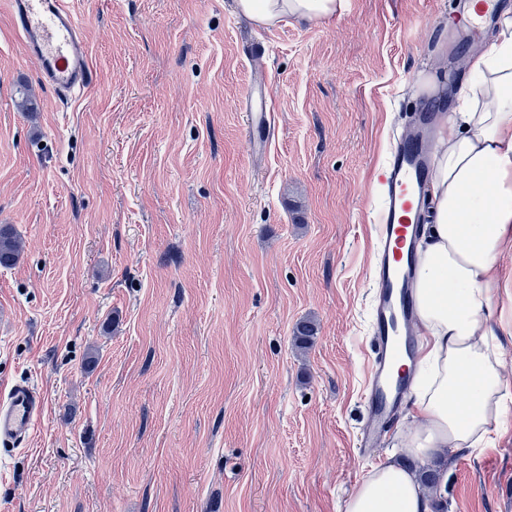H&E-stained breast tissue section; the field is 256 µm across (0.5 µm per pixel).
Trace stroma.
<instances>
[{"label":"stroma","instance_id":"1","mask_svg":"<svg viewBox=\"0 0 512 512\" xmlns=\"http://www.w3.org/2000/svg\"><path fill=\"white\" fill-rule=\"evenodd\" d=\"M74 3L97 80L73 99L0 7V225L23 245L0 267V386L43 404L0 449V512H338L410 422L360 445L378 178L496 25L451 26L463 0L272 26L234 0ZM255 92L274 126L253 136ZM500 278L512 381V253ZM440 495L512 512V428Z\"/></svg>","mask_w":512,"mask_h":512}]
</instances>
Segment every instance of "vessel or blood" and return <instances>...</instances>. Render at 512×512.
<instances>
[{
	"mask_svg": "<svg viewBox=\"0 0 512 512\" xmlns=\"http://www.w3.org/2000/svg\"><path fill=\"white\" fill-rule=\"evenodd\" d=\"M6 4L45 86L67 97L82 95L94 86L95 72L72 0H6ZM434 119L431 112L421 115V137L396 143L381 178L373 357L366 390L369 420L361 439L365 448L384 436L411 386V370L400 367L398 361L412 358L416 346L412 288L432 167L429 136ZM41 410L42 403L30 385L15 384L0 394V444L25 445Z\"/></svg>",
	"mask_w": 512,
	"mask_h": 512,
	"instance_id": "obj_1",
	"label": "vessel or blood"
}]
</instances>
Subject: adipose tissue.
<instances>
[{
  "mask_svg": "<svg viewBox=\"0 0 512 512\" xmlns=\"http://www.w3.org/2000/svg\"><path fill=\"white\" fill-rule=\"evenodd\" d=\"M240 13L272 25L286 17L316 22L342 14L346 0H236ZM499 33L469 55L466 81L449 93L430 178L433 222L418 252L414 300L425 332L415 369L409 456L430 465L491 445L512 425L502 347L491 326L499 261L512 249V11ZM491 180L490 192L480 185ZM341 512H433L418 474L387 456L356 484Z\"/></svg>",
  "mask_w": 512,
  "mask_h": 512,
  "instance_id": "ef3b65f1",
  "label": "adipose tissue"
}]
</instances>
